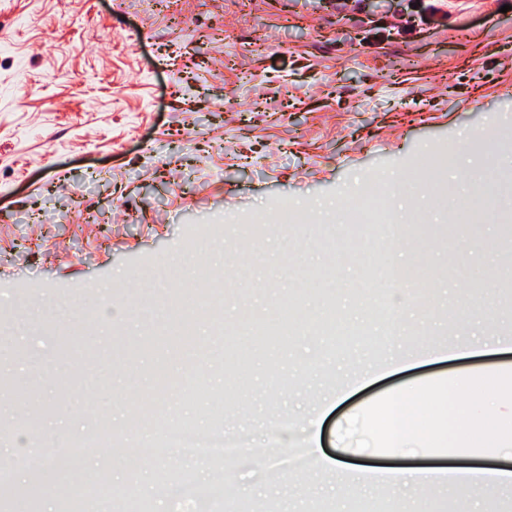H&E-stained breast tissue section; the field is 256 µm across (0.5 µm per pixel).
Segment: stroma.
I'll return each mask as SVG.
<instances>
[{
	"instance_id": "35a3bbf8",
	"label": "stroma",
	"mask_w": 512,
	"mask_h": 512,
	"mask_svg": "<svg viewBox=\"0 0 512 512\" xmlns=\"http://www.w3.org/2000/svg\"><path fill=\"white\" fill-rule=\"evenodd\" d=\"M184 0L172 23L160 0H0V467L18 494L0 512H58L61 461L40 474L17 466L13 423L33 407L47 447L108 424L149 438L135 408L155 395L158 423L236 431L263 445L287 420L286 445L318 435L325 455L351 464L502 465L498 454L358 452L340 425L372 399L423 380L512 371V351L439 360L386 374L330 401L337 383L398 347L512 335L499 289L484 282L500 225L478 224L449 265L429 252L432 280L409 272L416 247L395 239L386 271L360 260V225L344 211L383 189L395 224L412 210L448 221L433 179L466 193L472 171L512 169V152L480 159L469 142L512 139V0ZM422 170L417 195L397 184ZM262 211L270 222L241 272L231 228ZM297 211L305 224L281 228ZM335 232V255L295 239ZM224 280L213 313L187 333L168 318L175 290L159 266L174 255ZM482 283L478 297L466 293ZM111 305L75 315L83 295ZM321 416L319 430L308 422ZM86 459L84 481L104 498L84 512H192L188 484L217 493V512H352L385 500L433 512L432 496L477 512L444 485L433 495L337 487L323 465L285 476L261 459L185 460L154 451L135 464L109 449ZM151 493H144L143 483Z\"/></svg>"
}]
</instances>
